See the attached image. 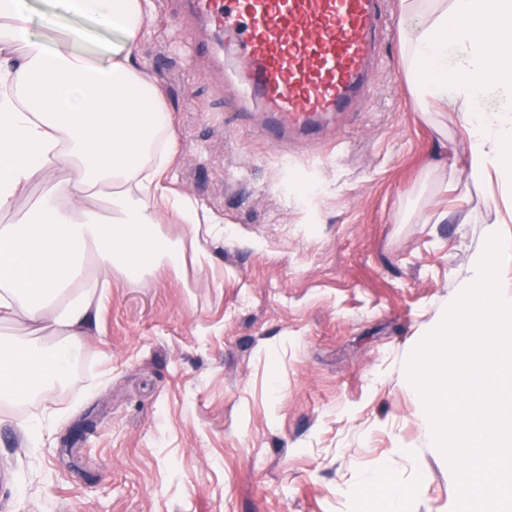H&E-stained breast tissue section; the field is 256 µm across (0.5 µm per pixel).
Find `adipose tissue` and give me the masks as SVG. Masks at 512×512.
Wrapping results in <instances>:
<instances>
[{
    "label": "adipose tissue",
    "mask_w": 512,
    "mask_h": 512,
    "mask_svg": "<svg viewBox=\"0 0 512 512\" xmlns=\"http://www.w3.org/2000/svg\"><path fill=\"white\" fill-rule=\"evenodd\" d=\"M85 21L63 39L30 34L28 0H0V323L25 319L28 340L0 337V399L52 391L68 377L80 338L113 272L136 283L159 261L181 269L183 243L160 228L162 213L199 230L213 218L164 185L177 139L160 87L136 49L149 0H54ZM420 17L406 36L408 78L420 104H447L469 127L468 176H512V0H402ZM501 23L481 27L487 13ZM109 28L107 42L95 26ZM456 62H449V50ZM493 90L499 108L481 99ZM60 181H52L57 171ZM33 183L43 195L17 211ZM54 336L43 346L40 335ZM359 495L367 512H411L409 492L384 473Z\"/></svg>",
    "instance_id": "adipose-tissue-1"
}]
</instances>
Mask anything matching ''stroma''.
Returning a JSON list of instances; mask_svg holds the SVG:
<instances>
[{
  "mask_svg": "<svg viewBox=\"0 0 512 512\" xmlns=\"http://www.w3.org/2000/svg\"><path fill=\"white\" fill-rule=\"evenodd\" d=\"M387 9L357 106L286 150L203 76L215 34L152 0L138 56L174 119L166 185L224 236L205 270L113 275L67 383L28 401L38 442L0 406V512H360L378 469L414 512H451L403 367L488 230L512 240V178L469 182L467 126L417 105Z\"/></svg>",
  "mask_w": 512,
  "mask_h": 512,
  "instance_id": "35a3bbf8",
  "label": "stroma"
}]
</instances>
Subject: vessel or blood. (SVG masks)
<instances>
[{
    "mask_svg": "<svg viewBox=\"0 0 512 512\" xmlns=\"http://www.w3.org/2000/svg\"><path fill=\"white\" fill-rule=\"evenodd\" d=\"M171 12L223 41L216 65L243 89L236 111L261 106L276 146L317 137L367 84L386 30L384 0H167Z\"/></svg>",
    "mask_w": 512,
    "mask_h": 512,
    "instance_id": "1",
    "label": "vessel or blood"
}]
</instances>
